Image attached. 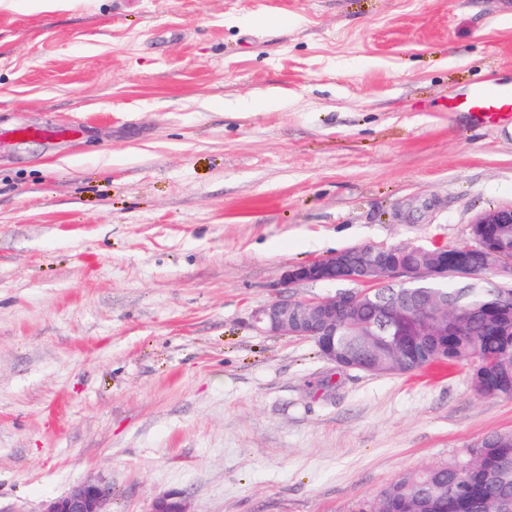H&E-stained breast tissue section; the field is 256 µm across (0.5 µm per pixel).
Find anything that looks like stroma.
Instances as JSON below:
<instances>
[{"mask_svg":"<svg viewBox=\"0 0 512 512\" xmlns=\"http://www.w3.org/2000/svg\"><path fill=\"white\" fill-rule=\"evenodd\" d=\"M512 0H0V512H358L512 432L468 364L346 370L252 310L289 266L512 207ZM464 104L469 112L495 119H512V86L502 84L481 85L474 88ZM511 111V112H510ZM112 486L104 480L86 482L68 494L44 503L40 512H108ZM150 512H190L185 497L178 492L166 493L157 497Z\"/></svg>","mask_w":512,"mask_h":512,"instance_id":"obj_1","label":"stroma"}]
</instances>
